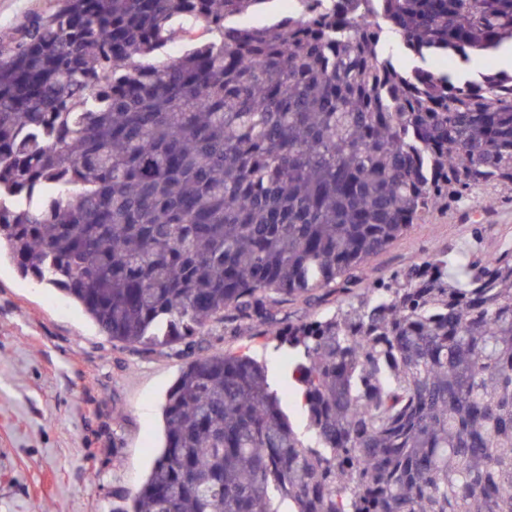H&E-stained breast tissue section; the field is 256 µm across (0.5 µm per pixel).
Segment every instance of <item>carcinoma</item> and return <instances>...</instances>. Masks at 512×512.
<instances>
[{
  "label": "carcinoma",
  "instance_id": "cac0c4a2",
  "mask_svg": "<svg viewBox=\"0 0 512 512\" xmlns=\"http://www.w3.org/2000/svg\"><path fill=\"white\" fill-rule=\"evenodd\" d=\"M268 2L57 0L0 49V255L113 345L192 356L112 512H512V252L353 280L444 206L512 201V0L242 22ZM237 320L277 340L281 390L194 356ZM338 298L337 294H329L315 307H309L301 299L290 298L275 308L276 319L278 322L288 323V321L304 320L314 315L331 314L336 310Z\"/></svg>",
  "mask_w": 512,
  "mask_h": 512
}]
</instances>
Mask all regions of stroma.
I'll list each match as a JSON object with an SVG mask.
<instances>
[{"instance_id": "35a3bbf8", "label": "stroma", "mask_w": 512, "mask_h": 512, "mask_svg": "<svg viewBox=\"0 0 512 512\" xmlns=\"http://www.w3.org/2000/svg\"><path fill=\"white\" fill-rule=\"evenodd\" d=\"M55 0H0V45ZM512 250V202L478 193L413 225L365 265L385 279L440 254ZM199 354L266 360L284 385L272 337L248 322L214 327ZM186 359L113 346L81 308L0 261V512H112L117 493L142 486L163 438L162 404Z\"/></svg>"}]
</instances>
